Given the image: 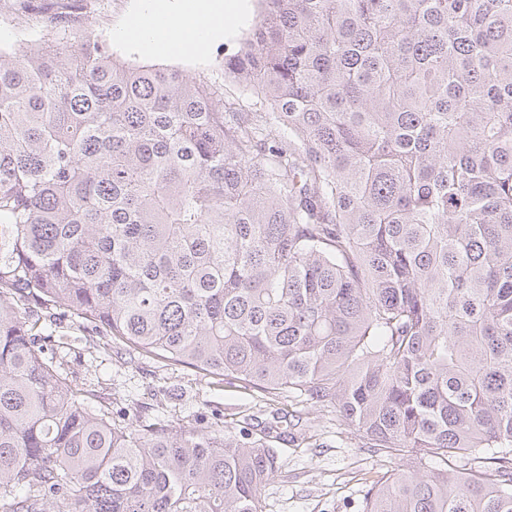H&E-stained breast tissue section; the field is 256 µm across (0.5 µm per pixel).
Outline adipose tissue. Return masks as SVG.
I'll use <instances>...</instances> for the list:
<instances>
[{
  "instance_id": "1",
  "label": "adipose tissue",
  "mask_w": 512,
  "mask_h": 512,
  "mask_svg": "<svg viewBox=\"0 0 512 512\" xmlns=\"http://www.w3.org/2000/svg\"><path fill=\"white\" fill-rule=\"evenodd\" d=\"M245 9V0H140L115 37L144 51L164 42L181 52L201 53L240 22Z\"/></svg>"
}]
</instances>
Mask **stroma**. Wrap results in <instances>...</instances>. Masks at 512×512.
<instances>
[{
	"label": "stroma",
	"mask_w": 512,
	"mask_h": 512,
	"mask_svg": "<svg viewBox=\"0 0 512 512\" xmlns=\"http://www.w3.org/2000/svg\"><path fill=\"white\" fill-rule=\"evenodd\" d=\"M67 0H0V48L12 51L39 40L44 31L32 24L29 9L45 15ZM247 18L234 36L209 45L205 53L145 54L112 41L114 30L130 19L138 0H93L91 11L99 33L112 42L113 56L131 65L155 64L175 68L216 87L225 103L248 109L255 97L224 74V57L236 52L248 37L261 10L249 0ZM44 328L54 334L65 368L75 371L80 386L94 389L100 402L124 426L140 418L171 425L208 426L277 422L282 438L281 472L262 492L263 512H361L373 480L397 468H411L401 459L365 448L333 408L316 405L302 396L275 395L235 381H217L193 369L139 355L121 344L89 350L93 325L56 309L38 312Z\"/></svg>",
	"instance_id": "1"
}]
</instances>
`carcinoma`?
<instances>
[{
  "instance_id": "obj_1",
  "label": "carcinoma",
  "mask_w": 512,
  "mask_h": 512,
  "mask_svg": "<svg viewBox=\"0 0 512 512\" xmlns=\"http://www.w3.org/2000/svg\"><path fill=\"white\" fill-rule=\"evenodd\" d=\"M224 74L0 49V512H263L281 433L112 424L31 307L336 410L363 512H512V0H261Z\"/></svg>"
}]
</instances>
